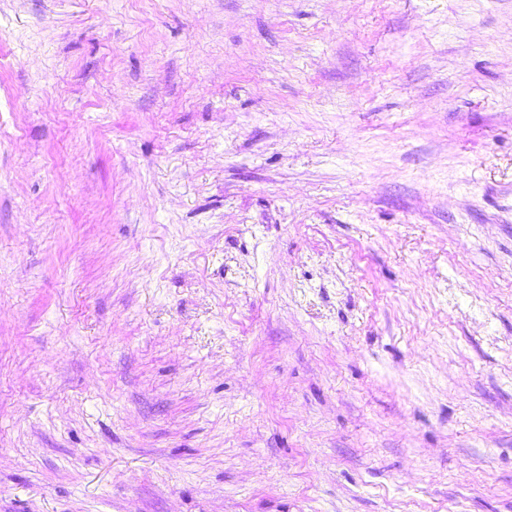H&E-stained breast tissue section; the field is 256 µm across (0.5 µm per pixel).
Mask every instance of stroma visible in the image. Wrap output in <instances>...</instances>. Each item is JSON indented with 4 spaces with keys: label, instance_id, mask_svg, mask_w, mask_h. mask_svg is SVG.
<instances>
[{
    "label": "stroma",
    "instance_id": "35a3bbf8",
    "mask_svg": "<svg viewBox=\"0 0 512 512\" xmlns=\"http://www.w3.org/2000/svg\"><path fill=\"white\" fill-rule=\"evenodd\" d=\"M0 512H512V0H0Z\"/></svg>",
    "mask_w": 512,
    "mask_h": 512
}]
</instances>
